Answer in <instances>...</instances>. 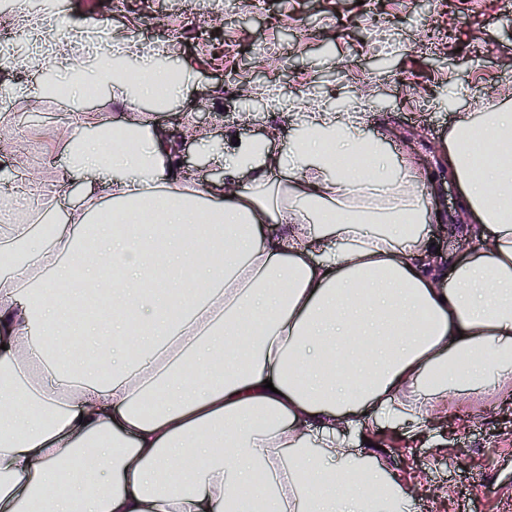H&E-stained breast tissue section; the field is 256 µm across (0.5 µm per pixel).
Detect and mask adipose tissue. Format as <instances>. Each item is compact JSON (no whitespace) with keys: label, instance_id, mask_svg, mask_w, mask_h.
Segmentation results:
<instances>
[{"label":"adipose tissue","instance_id":"adipose-tissue-1","mask_svg":"<svg viewBox=\"0 0 512 512\" xmlns=\"http://www.w3.org/2000/svg\"><path fill=\"white\" fill-rule=\"evenodd\" d=\"M94 76L125 112L68 144L86 185L54 236L11 223L37 179L18 149L0 156V512H410L347 435L512 394V110L460 113L440 146L460 259L426 233V158H393L358 113L309 107L276 152L225 130L209 156L223 183L196 187L139 108L191 72ZM78 279L139 290L83 321L122 345L104 376L33 340L71 334Z\"/></svg>","mask_w":512,"mask_h":512}]
</instances>
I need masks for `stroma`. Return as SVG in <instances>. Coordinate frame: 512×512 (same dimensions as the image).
Instances as JSON below:
<instances>
[{
  "label": "stroma",
  "mask_w": 512,
  "mask_h": 512,
  "mask_svg": "<svg viewBox=\"0 0 512 512\" xmlns=\"http://www.w3.org/2000/svg\"><path fill=\"white\" fill-rule=\"evenodd\" d=\"M220 0H116L101 11L96 0H71V40L83 32L78 18L135 40L176 35L185 47L175 69L188 68L193 83L184 99L153 113L155 125L178 130L182 110L210 92L205 123L208 144L190 141L180 151L182 167L199 184L223 179L208 159L225 129L247 140L282 148L292 129L287 110L270 106L259 122H241L238 73L261 61L263 86L278 84L289 101L329 109L342 106L364 117L367 136H388L391 155L414 147L430 154L448 136L457 114L481 116L488 104L512 108V11L498 0H433L424 11L417 0H264L243 24L211 27L207 13ZM391 26L397 46L385 52L371 41L375 20ZM438 47L425 49L428 36ZM284 46L279 61L260 60L259 44ZM27 72L0 66V100L23 109L19 138L29 167L40 175L39 193L78 198L85 178L71 170L65 150L78 122H99L121 114L106 88H70L65 97L21 98ZM441 219L430 231L442 253L457 255L460 240L442 231L444 219L461 207L456 184L435 181ZM433 425L404 418L373 429L378 456L412 494L411 512H506L512 504V400L472 399L449 404Z\"/></svg>",
  "instance_id": "stroma-1"
}]
</instances>
